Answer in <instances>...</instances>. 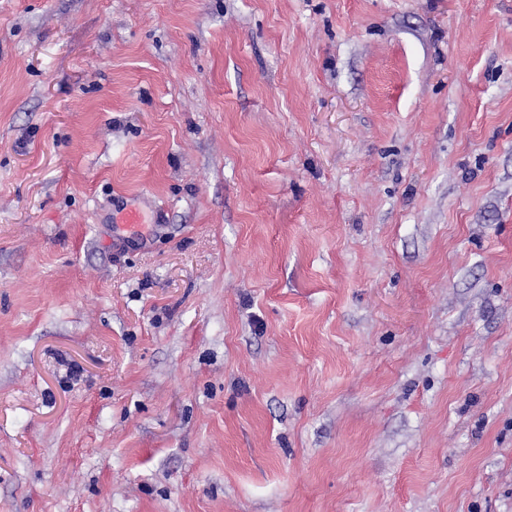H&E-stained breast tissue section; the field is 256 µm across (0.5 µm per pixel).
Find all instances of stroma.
Segmentation results:
<instances>
[{"instance_id": "obj_1", "label": "stroma", "mask_w": 512, "mask_h": 512, "mask_svg": "<svg viewBox=\"0 0 512 512\" xmlns=\"http://www.w3.org/2000/svg\"><path fill=\"white\" fill-rule=\"evenodd\" d=\"M0 512H512V0H0Z\"/></svg>"}]
</instances>
